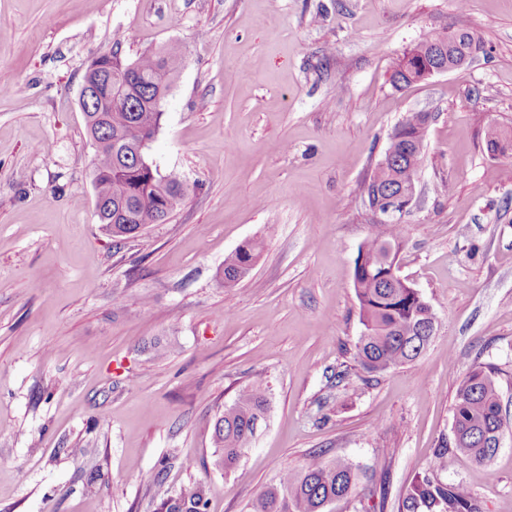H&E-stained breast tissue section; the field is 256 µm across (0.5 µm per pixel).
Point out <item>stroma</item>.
Here are the masks:
<instances>
[{"instance_id":"stroma-1","label":"stroma","mask_w":512,"mask_h":512,"mask_svg":"<svg viewBox=\"0 0 512 512\" xmlns=\"http://www.w3.org/2000/svg\"><path fill=\"white\" fill-rule=\"evenodd\" d=\"M458 29L483 44L472 61L391 85L406 48ZM170 44L148 156L189 190L118 242L80 91L96 57ZM1 85L0 512H157L190 483L209 512H247L322 449L361 472L329 512H397L475 363L496 367L509 425L489 467L453 451L439 476L512 512V150L485 145L512 130V0H0ZM414 112L433 119L398 263L439 323L417 361L371 374L354 360L364 182ZM248 240L258 262L224 287ZM251 383L270 409L227 473L213 425ZM260 253L258 243L247 241L224 259V287L232 288L253 269Z\"/></svg>"}]
</instances>
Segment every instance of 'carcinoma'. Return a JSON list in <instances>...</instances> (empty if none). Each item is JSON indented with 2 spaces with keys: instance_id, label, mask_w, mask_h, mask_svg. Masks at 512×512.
Wrapping results in <instances>:
<instances>
[{
  "instance_id": "cac0c4a2",
  "label": "carcinoma",
  "mask_w": 512,
  "mask_h": 512,
  "mask_svg": "<svg viewBox=\"0 0 512 512\" xmlns=\"http://www.w3.org/2000/svg\"><path fill=\"white\" fill-rule=\"evenodd\" d=\"M444 34H436L407 49L392 63L390 82L402 88L417 81L426 58L440 53ZM480 40L467 30L454 33L447 47L448 64L454 65ZM182 61L179 48L147 52L127 62L113 51L102 57L98 68L87 71L94 104L83 111L87 133L94 148L92 176L95 209L102 227L114 238L136 236L150 224L168 221L185 197L188 185L174 171L165 175L145 165L136 153V141L156 135L162 111L153 100L170 85ZM115 86L127 88L124 101L112 99ZM427 127L400 122L389 138L382 159L365 182L369 204H380L415 180L423 162ZM507 135L498 129L486 134L488 152H505ZM403 240V225H373L370 237L359 247L354 260L353 288L359 303L363 330L356 343L355 358L368 373L384 372L415 362L432 337L426 325L438 324L433 307L415 288L405 287L396 258ZM260 253L258 243L247 241L224 259V287L232 288L253 269ZM269 406L268 389L253 383L243 387L214 424L216 465L232 471L240 462L258 422ZM507 425L502 414L495 367L474 366L463 376L452 407L454 449L474 463L487 465L498 451L499 436ZM448 446L438 448L430 471L416 477L398 504V512H481L474 493L461 483H445L437 475ZM320 451L299 470H287L277 484L260 493L248 512H327L328 507L352 496L359 469L348 461L327 460ZM204 488L192 484L164 499L157 512H207Z\"/></svg>"
}]
</instances>
